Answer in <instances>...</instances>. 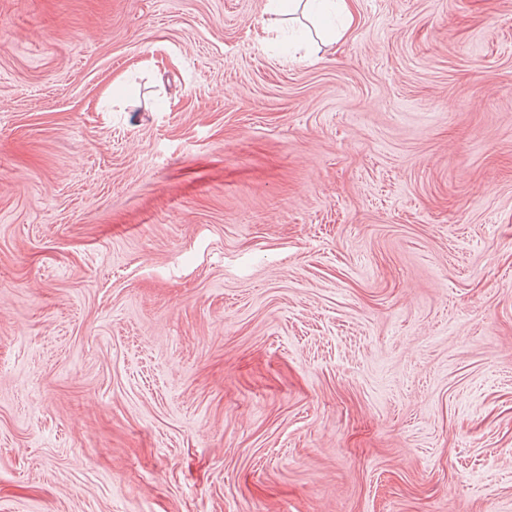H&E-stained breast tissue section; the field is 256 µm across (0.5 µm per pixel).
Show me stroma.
<instances>
[{
    "label": "stroma",
    "instance_id": "1",
    "mask_svg": "<svg viewBox=\"0 0 512 512\" xmlns=\"http://www.w3.org/2000/svg\"><path fill=\"white\" fill-rule=\"evenodd\" d=\"M0 0V512H512V0ZM356 0H268V12L275 15L291 14L302 4L322 29L321 43L325 50L332 49L350 33L355 23ZM341 18V24L332 22Z\"/></svg>",
    "mask_w": 512,
    "mask_h": 512
}]
</instances>
